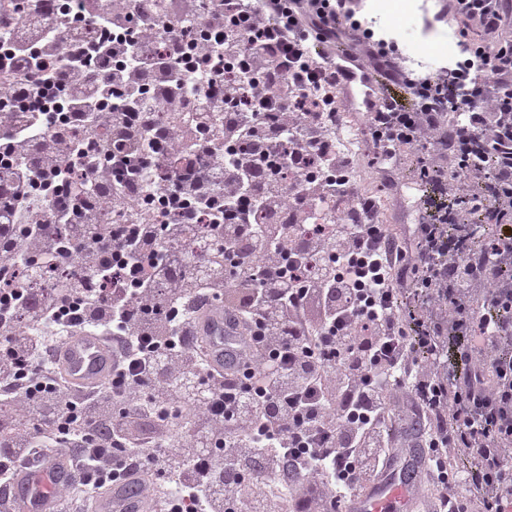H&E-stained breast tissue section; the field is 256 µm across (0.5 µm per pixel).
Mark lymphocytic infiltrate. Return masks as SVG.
I'll return each instance as SVG.
<instances>
[{
  "instance_id": "lymphocytic-infiltrate-1",
  "label": "lymphocytic infiltrate",
  "mask_w": 512,
  "mask_h": 512,
  "mask_svg": "<svg viewBox=\"0 0 512 512\" xmlns=\"http://www.w3.org/2000/svg\"><path fill=\"white\" fill-rule=\"evenodd\" d=\"M22 2L0 11V512L56 456L76 512L134 474L142 512H336L408 448L427 512H512V0H444L426 25L460 56L427 73L362 0ZM336 42L395 87L365 157L415 159L411 241L328 150ZM214 302L249 339L231 372L196 328ZM86 332L114 367L81 389L56 351Z\"/></svg>"
}]
</instances>
